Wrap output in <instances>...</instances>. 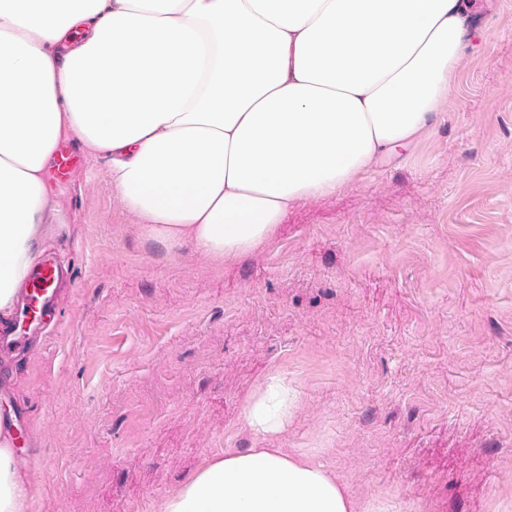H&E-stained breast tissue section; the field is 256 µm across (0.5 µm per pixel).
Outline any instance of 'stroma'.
<instances>
[{"mask_svg":"<svg viewBox=\"0 0 512 512\" xmlns=\"http://www.w3.org/2000/svg\"><path fill=\"white\" fill-rule=\"evenodd\" d=\"M441 118L232 259L153 240L108 165L47 175L72 276L10 367L23 512H164L207 462L301 449L356 503L512 512V0H475ZM296 388L279 434L244 407ZM296 400V390L288 380L272 372L245 405L246 424L259 436L277 434L288 423Z\"/></svg>","mask_w":512,"mask_h":512,"instance_id":"obj_1","label":"stroma"}]
</instances>
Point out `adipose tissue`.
I'll return each instance as SVG.
<instances>
[{
  "mask_svg": "<svg viewBox=\"0 0 512 512\" xmlns=\"http://www.w3.org/2000/svg\"><path fill=\"white\" fill-rule=\"evenodd\" d=\"M473 33L470 0H0V313L35 259L61 140L107 161L151 238L230 259L434 123ZM296 400L270 373L244 419L277 434ZM25 498L1 444L0 512ZM164 512L391 510L357 507L307 453L249 448Z\"/></svg>",
  "mask_w": 512,
  "mask_h": 512,
  "instance_id": "obj_1",
  "label": "adipose tissue"
}]
</instances>
